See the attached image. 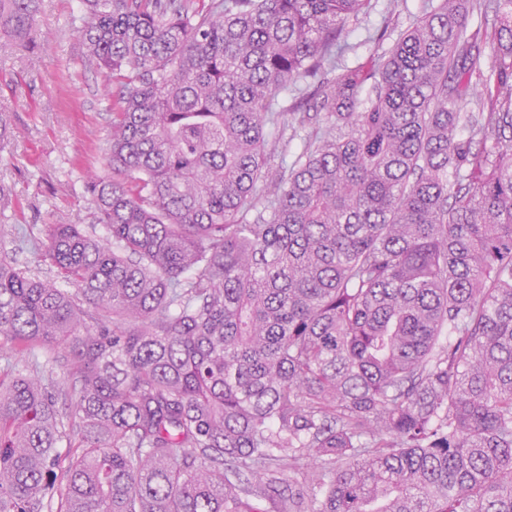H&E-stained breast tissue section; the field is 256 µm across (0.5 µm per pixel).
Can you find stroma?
<instances>
[{
    "mask_svg": "<svg viewBox=\"0 0 512 512\" xmlns=\"http://www.w3.org/2000/svg\"><path fill=\"white\" fill-rule=\"evenodd\" d=\"M439 0H371L346 25L337 65L367 63L389 48ZM79 0H40L37 26L46 43L22 51L0 40V112L12 133L0 151V182L13 202L0 212V254L45 272L41 249L49 224L91 228L88 176L109 175L106 138L112 123L103 74L83 57Z\"/></svg>",
    "mask_w": 512,
    "mask_h": 512,
    "instance_id": "1",
    "label": "stroma"
}]
</instances>
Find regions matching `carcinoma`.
<instances>
[{
	"label": "carcinoma",
	"mask_w": 512,
	"mask_h": 512,
	"mask_svg": "<svg viewBox=\"0 0 512 512\" xmlns=\"http://www.w3.org/2000/svg\"><path fill=\"white\" fill-rule=\"evenodd\" d=\"M82 2L106 236L47 225L51 278L0 256V340L75 379L62 415L0 372V512H512V0L342 68L370 0Z\"/></svg>",
	"instance_id": "carcinoma-1"
}]
</instances>
